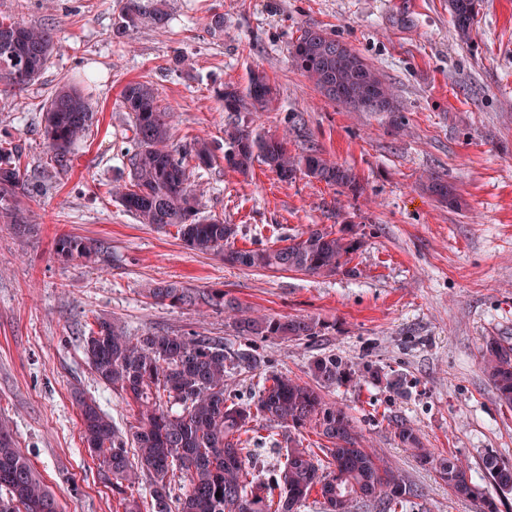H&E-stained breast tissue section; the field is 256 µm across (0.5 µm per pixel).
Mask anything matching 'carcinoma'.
<instances>
[{
	"mask_svg": "<svg viewBox=\"0 0 512 512\" xmlns=\"http://www.w3.org/2000/svg\"><path fill=\"white\" fill-rule=\"evenodd\" d=\"M477 5L478 0H448V12L463 40L469 37ZM169 21L168 0H123L112 36L123 39L139 27L164 28ZM55 50L51 28L1 17L0 83L14 89L33 83ZM289 56L327 99L356 112H396L392 87L352 48L328 33L305 30L292 43ZM214 93L224 111L237 115L266 109L274 88L265 74L253 71L246 87L222 85ZM121 102L130 120L134 148L123 153L129 181L113 188V195L139 223L158 229L174 227L185 246L200 253L221 252L224 264L233 267L317 276L353 272L349 264L360 241L347 237L344 228L332 232L315 226L276 248L232 246L236 225L201 215L190 182L187 158L199 166L208 164L210 143L195 139L183 151L175 148L169 113L160 108L147 83L125 85ZM95 115L92 99L74 83L59 85L46 103L42 136L51 160L61 170L69 168L75 146ZM224 135L230 144L225 160L243 174L260 161L282 180L300 172L355 196L362 194L353 171L328 161L313 145L293 153L286 138L236 122L228 124ZM21 159L17 144L0 140L1 224L26 223L17 205L28 186ZM427 190L450 208L461 206L455 189L433 172L427 177ZM55 251L64 261L86 263L94 262L100 253L97 245L74 235L58 237ZM150 294L172 306L223 312L232 319L234 332L254 343L269 338L312 339L320 333L319 322L311 317L256 315L226 297L221 288L163 283L150 289ZM84 349L99 379L138 408L137 426L129 441L95 400L78 399L82 442L98 459L122 512H299L313 492L324 499L328 512H356L370 504L380 507V512H397L418 496V488L405 475L365 448L348 412L326 399L325 390L344 387L355 375L334 354L315 361L316 383L269 370L252 399L244 401L231 397L228 380L264 363L253 349L230 350L220 337L150 331L133 336L118 321L97 317L84 337ZM482 364L500 402L512 409V346L487 339ZM258 421L280 430L285 443L283 460L265 478L246 468L244 451L249 440L241 439ZM305 432L325 441L320 453L303 447L300 435ZM391 433L402 447L421 449L419 433L408 422L393 421ZM484 465L500 489H512L511 466L494 455L487 456ZM437 471L456 497L481 501L482 512H497L493 499L472 481L458 458L440 459ZM178 472L185 475L186 484L174 496L172 481ZM142 478L148 484V502L133 494ZM0 512H59L53 493L15 447L6 421H0Z\"/></svg>",
	"mask_w": 512,
	"mask_h": 512,
	"instance_id": "cac0c4a2",
	"label": "carcinoma"
}]
</instances>
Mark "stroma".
<instances>
[{
  "label": "stroma",
  "instance_id": "35a3bbf8",
  "mask_svg": "<svg viewBox=\"0 0 512 512\" xmlns=\"http://www.w3.org/2000/svg\"><path fill=\"white\" fill-rule=\"evenodd\" d=\"M168 27L111 38L119 0H0V16L52 26L57 41L39 80L9 91L0 139L23 148L31 189L21 200L30 234L0 223V420L61 512H116L118 502L81 439L77 395L96 399L122 434L137 409L88 364L83 339L95 318L117 319L130 334L196 332L246 347L223 314L155 301L150 288L176 282L221 288L257 313L308 315L312 340L269 339L257 350L274 370L307 382L330 354L357 373L331 390L371 450L415 484L409 512H479L453 495L433 466L453 455L498 512L512 493L484 468L487 454L512 463V410L502 406L481 366L487 338L512 343V0H479L469 41H460L448 0H168ZM308 28L346 42L392 85L399 110L353 112L326 99L292 64L289 48ZM262 71L275 99L242 124L282 136L298 113L325 157L350 167L362 195L297 175L280 180L263 163L249 175L230 167L216 99L219 84L245 87ZM75 81L98 104L97 124L58 172L41 134L45 103ZM153 86L171 112V141L195 138L214 149L191 182L204 214L235 224L234 245L283 246L312 225H350L361 247L354 273L316 277L225 265L222 255L188 249L175 228L138 223L112 197L128 178L119 149L132 138L121 92ZM454 187L451 209L425 189L429 173ZM64 234L101 246L93 265L63 263ZM380 379L366 377V367ZM403 382L400 390L389 379ZM419 430L433 460L420 462L390 432L392 419Z\"/></svg>",
  "mask_w": 512,
  "mask_h": 512
}]
</instances>
